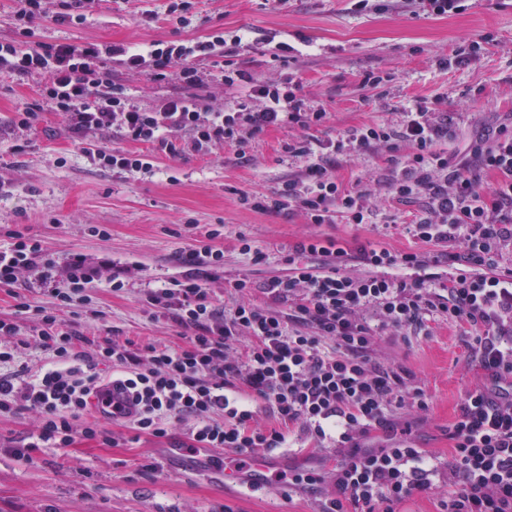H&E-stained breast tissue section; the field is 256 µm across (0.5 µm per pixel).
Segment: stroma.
Wrapping results in <instances>:
<instances>
[{"instance_id":"stroma-1","label":"stroma","mask_w":512,"mask_h":512,"mask_svg":"<svg viewBox=\"0 0 512 512\" xmlns=\"http://www.w3.org/2000/svg\"><path fill=\"white\" fill-rule=\"evenodd\" d=\"M171 0H96L80 24L38 18L32 42L81 44L87 41L143 45L170 41L189 45L210 36L250 30L253 44L233 57L235 66L254 78L270 81L296 74L313 105L324 108L328 122L316 135L327 139L368 122L388 119L382 104L402 105L417 97L441 98L452 117L456 150L465 135L498 123L512 113V0H466L448 16H427L392 0L382 11H355L350 0H193L192 22L176 25ZM479 42L470 65L443 70L438 56L462 42ZM302 46L295 60L274 55L275 45ZM113 84L143 107L183 93L174 78L156 81L109 63ZM383 75V99L359 87L363 73ZM45 79L0 75V178L11 185L0 194V249L10 247V231L40 241L58 262L73 253L89 259L106 256L127 270L125 291L112 292L106 280L85 290L87 309L101 311V321L85 312L65 314V321L84 331L100 324L121 337L160 346L182 345L181 331L153 318L141 300L144 289L157 288L180 276V257L199 234L223 227L216 245L224 252V270L209 281L217 301L228 298L231 282L242 273L257 281L282 277L289 243L307 234L351 247L374 242L394 249L412 246L405 226L420 203H403L381 195L375 224H348L344 219L316 226L300 210L262 213L243 206L242 194L275 192L295 176L298 163L282 150L291 132L275 128L256 137L243 163L223 148L209 155L192 151L157 157L150 174L131 175L91 164L70 138L62 118L44 108L28 137L14 131V112L41 100ZM483 93L477 102L469 95ZM24 152H17V145ZM100 225L99 237L90 228ZM264 250L266 264L249 266L239 251V236ZM467 338L445 321L432 322L428 334L390 337L382 344L383 361L412 371L425 391L429 410L411 420L409 439L423 448L433 464L448 461V423L477 381L466 364ZM191 420L172 422L166 436L155 437L114 423L121 439L108 448L76 438L67 448H39L31 459L6 453L5 444L31 434L34 416L21 412L0 417V512H319L323 492L330 490L334 461L330 448L304 440L289 448L292 469H312L322 477L316 489L274 483L249 494L224 483V471L207 466V452L189 456L182 444Z\"/></svg>"}]
</instances>
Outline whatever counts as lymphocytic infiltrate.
Instances as JSON below:
<instances>
[{
	"label": "lymphocytic infiltrate",
	"instance_id": "1",
	"mask_svg": "<svg viewBox=\"0 0 512 512\" xmlns=\"http://www.w3.org/2000/svg\"><path fill=\"white\" fill-rule=\"evenodd\" d=\"M20 2L19 38L0 43V72L44 75V99L94 164L146 174L154 157L188 149L206 155L216 146L243 159L254 138L287 127L298 136L283 150L301 161L302 170L272 195H242L252 210L294 206L315 225L339 217L374 223V191L361 183L346 188L336 175L345 158L371 153L387 155L395 166L383 182L388 192L402 202L422 200L423 207L408 227L413 249L346 248L311 235L289 245L286 276L262 282L240 276L225 304L215 303L207 288L223 264L224 253L212 242L224 230H207L206 244L182 257L185 275L143 293L154 317L187 331L185 346L177 349L122 341L111 327L90 335L63 322L59 310L84 305L86 285L105 278L118 293L127 288L126 277L113 271L111 261L92 263L80 253L58 267L39 240L13 232L11 247L0 250V288H14L23 278L29 289L55 300L50 307L25 299L18 304L33 312L52 360L27 381L0 377V415L25 410L38 420L15 454L65 448L79 435L116 445L114 431L85 417L103 390L98 366L108 363L113 381L132 395L126 420L133 429L161 437L171 421L193 419L188 451L229 449L249 459L289 447L296 436L332 442L341 460L320 512H347L351 505L359 512H396L439 479L448 484L446 512H512V266L503 262L512 252V121L470 136L452 152L451 119L441 99L419 98L402 108L398 120L365 123L321 140L312 131L324 125L327 113L310 104L296 75L261 82L224 61L226 46H249L248 32L189 46H31L29 25L45 15L46 0ZM209 59L216 65L206 75L198 64ZM111 60L193 89L210 79L235 96L221 108L172 96L147 110L105 77L102 69ZM112 128L125 140L151 144L152 154L97 144L96 135ZM412 268L419 277L409 276ZM436 320L465 329L468 360L479 372L448 426L444 469L405 439L363 443L371 430L392 431L396 410L411 416L428 410L415 375L381 361L377 350L382 337L425 332ZM260 410L269 425L258 423Z\"/></svg>",
	"mask_w": 512,
	"mask_h": 512
}]
</instances>
